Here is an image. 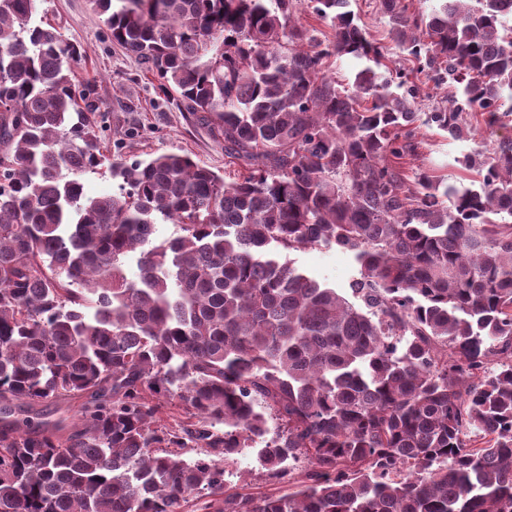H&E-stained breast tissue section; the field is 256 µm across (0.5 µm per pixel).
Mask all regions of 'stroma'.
Masks as SVG:
<instances>
[{"label": "stroma", "mask_w": 512, "mask_h": 512, "mask_svg": "<svg viewBox=\"0 0 512 512\" xmlns=\"http://www.w3.org/2000/svg\"><path fill=\"white\" fill-rule=\"evenodd\" d=\"M350 5L367 37L385 46L396 65H407L404 53L388 37V18L380 0H350ZM37 9L78 47L72 78L77 86L90 88L104 118L102 136L113 154L142 159L151 153H186L226 181L243 175V167L225 156L223 144L157 94L152 75L113 43L103 15L91 8L89 0H37ZM474 129L472 138L455 140L437 129L421 128V165L437 168L448 182L469 184L472 174L460 160L489 142L483 123H476ZM295 261L336 288L345 287L356 273L350 256L335 246L306 250L296 254Z\"/></svg>", "instance_id": "obj_1"}]
</instances>
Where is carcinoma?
<instances>
[{
	"mask_svg": "<svg viewBox=\"0 0 512 512\" xmlns=\"http://www.w3.org/2000/svg\"><path fill=\"white\" fill-rule=\"evenodd\" d=\"M309 2L331 39L295 0H91L243 163L226 182L112 160L79 50L0 0V512H512V136L463 157L468 186L415 164L423 126L512 116V0H382L459 87L430 112L350 0ZM346 56L370 65L342 86ZM105 167L119 192L86 196ZM321 245L352 298L289 259ZM73 400L77 423L39 410ZM247 449L289 488L231 481ZM308 1L309 0L298 1L295 18L304 26L315 29L319 39L324 40L330 38L332 34L330 27L312 12L310 7L312 4Z\"/></svg>",
	"mask_w": 512,
	"mask_h": 512,
	"instance_id": "1",
	"label": "carcinoma"
}]
</instances>
